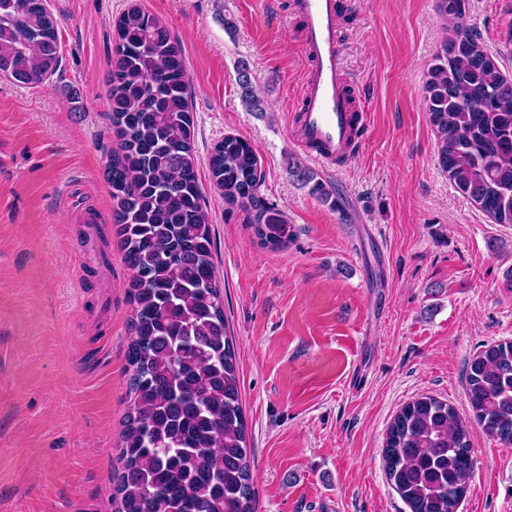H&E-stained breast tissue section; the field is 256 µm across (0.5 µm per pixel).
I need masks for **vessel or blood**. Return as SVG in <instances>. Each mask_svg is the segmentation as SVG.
Segmentation results:
<instances>
[{"label": "vessel or blood", "mask_w": 512, "mask_h": 512, "mask_svg": "<svg viewBox=\"0 0 512 512\" xmlns=\"http://www.w3.org/2000/svg\"><path fill=\"white\" fill-rule=\"evenodd\" d=\"M300 43L312 62L295 130L312 158L328 165L357 147L365 136L363 95L346 73L339 39L341 0H301Z\"/></svg>", "instance_id": "b4317fda"}]
</instances>
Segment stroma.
I'll use <instances>...</instances> for the list:
<instances>
[{
  "label": "stroma",
  "mask_w": 512,
  "mask_h": 512,
  "mask_svg": "<svg viewBox=\"0 0 512 512\" xmlns=\"http://www.w3.org/2000/svg\"><path fill=\"white\" fill-rule=\"evenodd\" d=\"M130 2L45 0L58 73L35 87L0 77V512H113L131 271L105 151L113 26ZM141 3L185 57L257 512H409L385 472L390 423L422 394L468 415V362L512 339V224L440 167L424 83L459 26L512 78V0H469L458 18L436 0H350L344 64L368 126L338 168L294 141L311 69L296 0ZM243 64L261 111L242 100ZM229 133L252 145L261 196L294 226L284 249L260 247L248 212L211 182L208 156ZM470 445L458 512H512V447L476 425Z\"/></svg>",
  "instance_id": "35a3bbf8"
}]
</instances>
